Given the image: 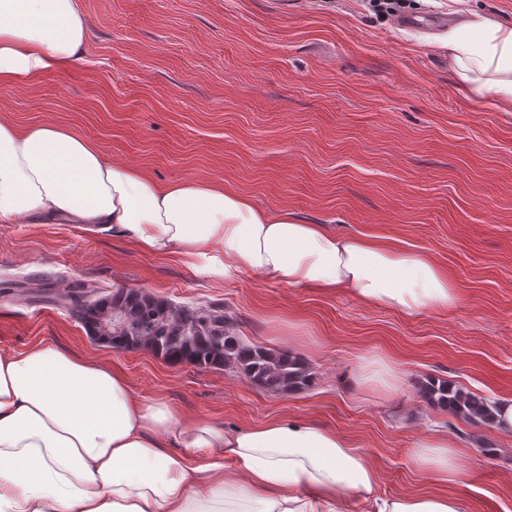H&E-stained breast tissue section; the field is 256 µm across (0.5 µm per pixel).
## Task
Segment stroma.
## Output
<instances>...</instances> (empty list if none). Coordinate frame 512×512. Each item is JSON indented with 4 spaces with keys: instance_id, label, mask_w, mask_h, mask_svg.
I'll use <instances>...</instances> for the list:
<instances>
[{
    "instance_id": "35a3bbf8",
    "label": "stroma",
    "mask_w": 512,
    "mask_h": 512,
    "mask_svg": "<svg viewBox=\"0 0 512 512\" xmlns=\"http://www.w3.org/2000/svg\"><path fill=\"white\" fill-rule=\"evenodd\" d=\"M81 63L0 93V121L52 122L112 163L159 183L212 182L303 224L398 239L452 269L448 313L401 314L346 292L322 294L242 272L200 274L139 250L108 225L0 224V353L49 342L121 370L140 398L185 417L255 426L288 415L336 429L378 472L379 497L431 488L420 442L446 429L467 478L447 486L468 512H512V435L450 421L417 394L436 376L512 397V102L460 87L448 30L401 15L512 21V0H81ZM59 285L138 288L179 305L218 302L252 342L295 353L311 388L273 394L241 375L96 344L63 306L32 302ZM401 374L391 396L355 387L361 357ZM493 444L494 454L483 452Z\"/></svg>"
}]
</instances>
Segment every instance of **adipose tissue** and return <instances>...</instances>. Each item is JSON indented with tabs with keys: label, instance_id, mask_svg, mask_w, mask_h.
<instances>
[{
	"label": "adipose tissue",
	"instance_id": "obj_1",
	"mask_svg": "<svg viewBox=\"0 0 512 512\" xmlns=\"http://www.w3.org/2000/svg\"><path fill=\"white\" fill-rule=\"evenodd\" d=\"M78 0H0V90L83 60ZM448 56L477 96L512 99V23L452 30ZM105 224L141 251L177 255L217 277L248 272L413 315L460 295L446 266L395 240L339 236L256 207L209 183L160 184L106 161L54 123L0 122V223ZM437 491L377 498L366 455L336 429L285 415L250 427L186 420L162 398H136L124 374L50 344L0 355V512H467L448 482L466 471L448 436L419 445Z\"/></svg>",
	"mask_w": 512,
	"mask_h": 512
}]
</instances>
